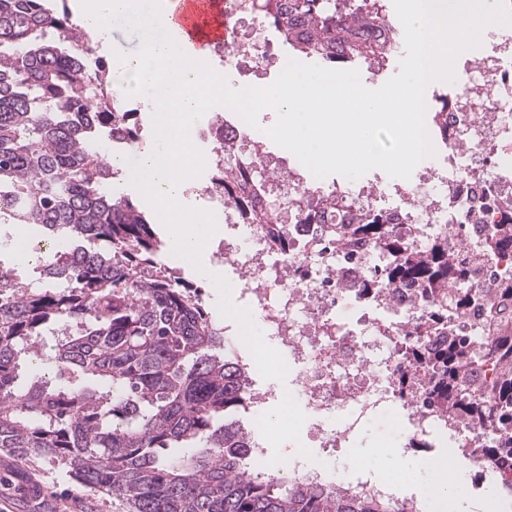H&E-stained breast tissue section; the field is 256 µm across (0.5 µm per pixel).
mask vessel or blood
I'll list each match as a JSON object with an SVG mask.
<instances>
[{
    "label": "vessel or blood",
    "instance_id": "vessel-or-blood-1",
    "mask_svg": "<svg viewBox=\"0 0 512 512\" xmlns=\"http://www.w3.org/2000/svg\"><path fill=\"white\" fill-rule=\"evenodd\" d=\"M169 28L185 54L204 53L229 40L223 0H168Z\"/></svg>",
    "mask_w": 512,
    "mask_h": 512
}]
</instances>
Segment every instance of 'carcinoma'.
<instances>
[{"mask_svg": "<svg viewBox=\"0 0 512 512\" xmlns=\"http://www.w3.org/2000/svg\"><path fill=\"white\" fill-rule=\"evenodd\" d=\"M251 9L297 51L340 69L356 60L382 67V43L358 38L385 27L378 0H251ZM84 31L50 0H0V224L41 227L43 275L59 284L30 288L0 265V452L66 470L85 488L116 497L129 512H396L393 501L349 498L301 480L272 481L249 466V436L233 415L246 407L249 374L225 350L198 290L158 264L162 241L134 201L112 190L117 170L98 153L120 130L138 140L134 112H113L112 71L79 49ZM347 46V55L332 47ZM211 182L235 194L253 224L273 210L257 207L250 182L216 170ZM377 213L352 233L368 236L389 258L388 279L443 288L433 319L491 310L512 298L505 279L484 294L465 288L473 258L448 262L434 242L427 258L410 249ZM43 372L97 377L101 387H52L39 377L18 383L21 355ZM414 357L432 366L430 394L497 427L486 448L491 467L512 457V329L485 354L470 337ZM500 368L480 399L461 386L463 359Z\"/></svg>", "mask_w": 512, "mask_h": 512, "instance_id": "carcinoma-1", "label": "carcinoma"}]
</instances>
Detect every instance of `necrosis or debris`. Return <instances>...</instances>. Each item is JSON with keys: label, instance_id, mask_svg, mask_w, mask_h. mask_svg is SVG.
<instances>
[{"label": "necrosis or debris", "instance_id": "1", "mask_svg": "<svg viewBox=\"0 0 512 512\" xmlns=\"http://www.w3.org/2000/svg\"><path fill=\"white\" fill-rule=\"evenodd\" d=\"M242 0H225L232 23L231 41L216 56L231 66L241 57L255 64L267 60V42L257 39V25L242 29ZM512 27L482 54L466 55L454 66L455 80L447 108L426 117L427 127L441 125L447 136H432V157L416 167V186L404 190V205L394 207L399 236L425 251L432 237L447 234L449 252L469 247L482 267L468 282L471 290L512 278V255L489 249L493 237L512 226ZM216 138L204 154L206 166L228 167L250 160L268 169L258 145L265 134L243 120L216 119ZM349 204L323 209L309 223L292 221L279 211L275 225L285 227L291 246L271 257L266 243L272 226L242 223L233 203L211 188L203 193L219 206V216L232 235L219 259L240 270L242 294L252 319L267 323L266 341L285 355L292 391L303 406L322 455L297 449L289 469L297 477L336 488L355 498L398 502L402 512H422L415 494L364 474L339 477L329 461L336 448L349 442L372 414L385 406L402 411L399 425L404 447L428 448L440 432L448 435V450L476 462L496 437L491 429L463 417L450 400L434 403L416 397L431 374L412 365L410 347L436 353L448 345L449 328H430L431 294L410 280L374 279L385 264L373 240L348 233L352 219L379 208L383 191L374 187L335 185ZM343 422L326 426L337 410ZM476 478L493 477L499 496L512 503V461L491 469L478 466Z\"/></svg>", "mask_w": 512, "mask_h": 512}]
</instances>
